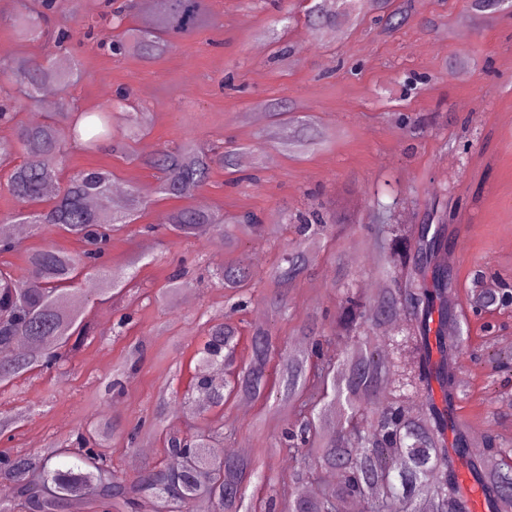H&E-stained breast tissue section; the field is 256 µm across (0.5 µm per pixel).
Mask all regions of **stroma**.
Masks as SVG:
<instances>
[{"instance_id":"obj_1","label":"stroma","mask_w":512,"mask_h":512,"mask_svg":"<svg viewBox=\"0 0 512 512\" xmlns=\"http://www.w3.org/2000/svg\"><path fill=\"white\" fill-rule=\"evenodd\" d=\"M407 17L387 28V14L367 9L359 17L313 29L305 0H209L213 25L177 41L164 57L145 62L109 47L119 30L100 25L91 40L73 42L61 63H76L86 77L71 89L75 107L90 111L108 102L116 89H129L136 110L151 113L152 123L135 144L146 149L193 139L202 145L231 139L242 145L233 171L214 169L208 185L189 197L169 198L156 191L158 175L138 162L103 149L71 152L64 174L102 167L115 184L137 187L147 204L133 224L113 237L109 260L124 266L141 256L136 288L120 307L98 303L88 309L95 325L72 362L49 375L31 373L0 390V412L26 410L25 420L0 450L28 452L57 448L88 431L105 406L123 430L152 420L163 388L186 392L201 366L195 358L207 321L269 327L301 341L298 326L308 313L334 316L344 288L370 292L384 276L371 270L367 224L377 194L398 199L396 216L422 223L427 203L448 209V267L467 298L473 272L490 288L512 287V14L479 20L472 0H410ZM288 20L279 26L278 45L294 49L296 64L277 60L274 48L258 39L279 8ZM20 0H0V49L8 57L46 55L47 38L25 39L12 24ZM281 101L310 114L322 140L291 156L274 149L266 133L269 120H254V109ZM206 205L227 216L254 214L263 224L282 226L280 238L244 239L230 251L208 239L174 237L163 219L173 210ZM336 206L355 223L335 241L301 238L296 227L313 211ZM301 241L313 263L291 294L286 315L274 316L260 301L232 310L225 291L212 281L210 263L251 256V270L262 272L285 242ZM196 277L194 288L161 300L156 292L178 267ZM131 317L126 334L112 326L121 314ZM321 322V329L329 324ZM472 344L485 353L512 354V310L489 312L471 323ZM137 358L112 396L105 384L123 361ZM467 397L459 416L477 458L493 468L489 438L512 441V371L463 355L457 360ZM232 423L230 443L246 447L263 473L279 476L289 466L285 454L271 448L277 420L261 417L259 405L237 399L197 416L172 409L156 428L146 449H130L121 436L112 441V465L125 474L137 466L161 462L168 435L204 425Z\"/></svg>"}]
</instances>
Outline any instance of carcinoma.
<instances>
[{
	"mask_svg": "<svg viewBox=\"0 0 512 512\" xmlns=\"http://www.w3.org/2000/svg\"><path fill=\"white\" fill-rule=\"evenodd\" d=\"M153 23L148 30L127 28L112 44V52H134L153 61L173 48L177 39L192 34L210 20L207 0H147ZM56 9L55 0H37L36 7L18 14L19 33L32 36ZM308 15L336 21V0H310ZM93 26L58 33L54 51H65L73 37L91 39ZM16 92L0 96V125H11L14 136L0 141V162L9 164L5 187L20 207L0 215V389L33 371L62 366L89 335L86 309L79 297L81 277L97 281L95 299L112 300L133 287L135 267L113 270L107 264L112 235L131 223L146 206L131 188L112 204V172L89 168L61 182L62 165L69 152H92L104 142L112 151L131 155V143L150 124L147 112H130V93L120 92L110 104L91 111L75 109L67 94L59 97L47 120L24 124L19 112L31 105L34 93L53 84L66 91L82 79L77 69L58 64L53 51L42 59L18 57L0 62ZM272 127L295 131L305 125L287 110L270 104ZM237 147L216 145L207 151L193 142L162 147L141 164L160 174L156 192L181 197L204 188L216 168L234 166ZM299 231L334 235L333 225L319 213ZM448 211L433 206L427 220L407 235L405 225L392 218L374 225L375 244L382 253L383 270L401 268L404 275L394 287L380 286L370 295L347 288L340 300L336 325L329 333H315L316 314L308 316L302 330L306 348L291 349L282 337L266 329L249 336V359L232 367L242 329L216 322L200 351L199 362L229 367L224 385L199 375L196 391L206 402L163 393L158 420L171 407L181 405L190 414L207 407H222L237 398L267 402L265 409L282 418L280 432L270 443L288 455V474L271 479L258 462L235 458L227 463L214 452L216 438H228L233 425L201 429L190 437H172L166 452L180 459L170 468L159 462L130 476L112 468L104 449L117 432L109 418L94 433L79 434L71 448H45L35 452L0 451V512H138L144 498L154 501L156 512H190L191 503L206 499L212 512H470V501L457 476L456 457L448 451V430L456 442L465 443L457 406L465 393L457 382V358L465 350L470 326L458 310V281L448 275L444 233ZM27 224L41 235L62 231L81 244L68 252L54 243L44 244L28 258L26 273L18 275L4 257L17 244L10 225ZM167 228L178 238L215 234L221 246L238 234L263 239L277 231L274 224H254L245 216L229 225L224 214L194 208L176 209ZM310 259L300 247H287L276 262L262 272L263 300L276 312L288 310L290 289L308 268ZM213 278L235 297L253 280V274L228 261L216 264ZM193 287L186 274L173 276L160 297ZM403 312L409 326L395 336L383 324ZM344 340L345 351L336 346ZM392 344L393 361L384 366L374 340ZM337 414L338 431L327 437L321 427ZM498 465L489 470L471 458L468 469L485 491L488 512H512V443L490 441ZM323 468L335 469L336 485L310 498L305 485Z\"/></svg>",
	"mask_w": 512,
	"mask_h": 512,
	"instance_id": "obj_1",
	"label": "carcinoma"
}]
</instances>
